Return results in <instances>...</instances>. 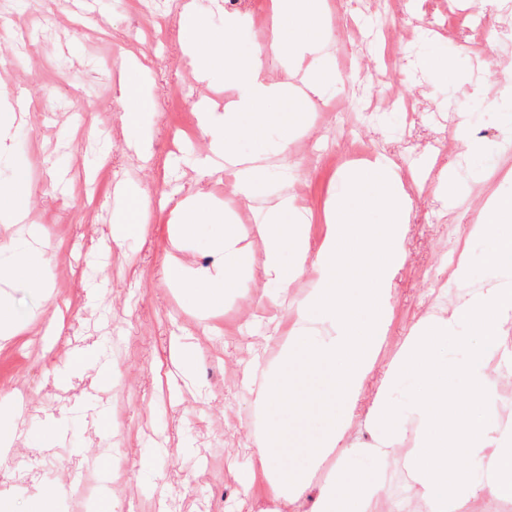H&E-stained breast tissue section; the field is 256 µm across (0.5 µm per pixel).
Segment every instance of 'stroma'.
<instances>
[{
  "label": "stroma",
  "mask_w": 512,
  "mask_h": 512,
  "mask_svg": "<svg viewBox=\"0 0 512 512\" xmlns=\"http://www.w3.org/2000/svg\"><path fill=\"white\" fill-rule=\"evenodd\" d=\"M192 2L204 24L199 38L223 29L234 15L244 23L233 51L248 55L264 47L268 0H243L231 12L219 0ZM447 2L441 33L419 42L408 59L396 26L374 53L360 55L345 33L346 0H327L336 41L326 64L344 81L315 100L304 134L286 140L273 126L263 145L276 160L268 196L276 197L285 181L299 182L298 203L313 214L307 231L315 246L326 235L323 210L341 191L343 156L355 140L394 161L406 179L414 171L399 158L404 139L414 141L422 159L448 146L459 205L449 208L447 196L431 185L412 199L392 320L377 355L380 369L413 326L433 314L434 296L455 295L456 283L440 267L445 226L454 224L456 235H463L475 214L467 197L476 173L499 152L488 134L499 129L501 113H512V85L496 64L498 47H484L481 69L471 62L476 32L492 19V5ZM7 22L10 35L26 41L8 43L13 63L0 62V79L29 91L31 117L16 125L12 157L0 163V174L14 163L27 173L26 205L45 227L40 277L46 289L20 281L11 291L15 312L38 316L42 331L0 348V388L21 391L16 406L24 420L13 460L0 463V512H71L83 486V512H205L210 505L217 512H290L251 471L258 437L284 417L273 408L256 410L246 374L252 358L266 354L270 336L286 338L294 327L292 306L308 295V278L291 282L284 296L278 286L245 280L221 311L203 319L195 299L159 275L171 208L194 194L209 207L231 203L251 260L262 256L260 217L235 201L232 176H207L195 166L209 144L195 105L206 97L223 112L231 90L197 80L182 56L191 32L181 28L177 14L144 13L138 0H26L24 9H8ZM428 57L446 67L447 77L422 67ZM129 58L144 64L156 105L148 132L155 156L147 161L138 157L124 124L121 63ZM476 86L495 105L470 107L458 118L483 140L482 157L449 146L452 130L436 125L431 111L436 104H464ZM359 92L379 101L389 94L406 97L414 107L362 118ZM339 109L353 113L352 125L333 127ZM57 166L68 168V186L57 184ZM129 181L149 199L152 217L144 236L118 248L112 244L114 190ZM175 344L196 352L188 376L171 363ZM406 456L398 450L387 466L380 512H420L423 497L409 479Z\"/></svg>",
  "instance_id": "1"
}]
</instances>
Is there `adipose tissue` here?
I'll list each match as a JSON object with an SVG mask.
<instances>
[{
	"instance_id": "1",
	"label": "adipose tissue",
	"mask_w": 512,
	"mask_h": 512,
	"mask_svg": "<svg viewBox=\"0 0 512 512\" xmlns=\"http://www.w3.org/2000/svg\"><path fill=\"white\" fill-rule=\"evenodd\" d=\"M273 24L264 49L246 58L228 50L234 33L225 29L210 44L188 40L183 46L186 63L201 79L223 78L236 92L223 114L210 105L197 108L198 121L209 133V152L204 165L225 163L236 170L234 193L239 200L260 201L265 193L266 159L238 157L234 145L239 136L263 141L269 126L282 134L307 127L306 102L322 97L329 85L341 83V73L323 66L334 43V28L324 0H273ZM286 62L285 78L271 79L267 57ZM127 98L131 109L126 124L136 131L135 150L149 155L151 141L143 131L155 118L140 89V62H123ZM24 89L0 85V161L13 147L14 124L27 108ZM277 111H267V104ZM343 192L325 211L327 233L312 247L307 220L294 206L290 194H281L265 206L257 233L264 243L261 267L245 264L246 236L231 209L202 211L197 197L180 201L173 212L163 277L171 285L191 293L200 317L231 299L245 277H261L287 289L289 283L313 274L311 290L295 311L298 326L283 346L279 362L257 359L251 377V394L257 409L277 407L287 425L266 429L252 466L260 470L279 498L300 512L316 466L338 448L353 422L362 391L376 365L393 310L391 285L403 262L402 241L411 210V198L399 171L385 158L352 165L342 176ZM27 174L16 167L9 182H0V342L20 335L25 322L7 302V290L17 271H24L33 288H41L38 244L39 225L30 223L25 200ZM112 240L115 244L136 235L148 220L144 198L134 184L116 187ZM383 215L381 223L363 218L365 204ZM222 224L216 242L217 261L206 270L188 266L181 253L202 217ZM512 222V195L492 192L475 216L468 236L485 244L488 277L477 291H470L468 253H461L453 280L467 288V297L445 318L417 322L398 353L384 370L381 386L369 409L368 421L380 437L366 456L385 463L408 432H415L416 446L407 460L408 473L429 499L434 512H459L466 503L484 496L512 494V424L493 411L496 382L488 369L489 352L499 341L504 325L512 322V234L497 229ZM291 266H284V255ZM451 341L460 357L452 368L453 382L436 386L431 393H414L395 402L393 389L432 362L442 341ZM302 368L321 375L331 393V404L322 406L324 427L308 437L301 424L310 412L298 395L291 370ZM309 457L310 467L293 466L290 454ZM385 491L382 480H361L346 487L328 480L315 512H376Z\"/></svg>"
}]
</instances>
